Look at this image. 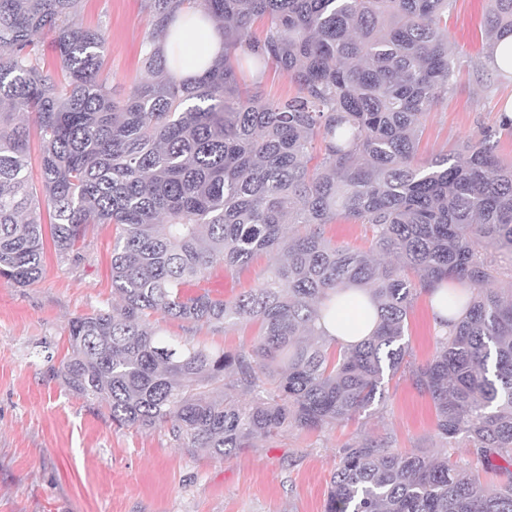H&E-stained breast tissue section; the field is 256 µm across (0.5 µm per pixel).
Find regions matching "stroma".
Segmentation results:
<instances>
[{
  "label": "stroma",
  "mask_w": 512,
  "mask_h": 512,
  "mask_svg": "<svg viewBox=\"0 0 512 512\" xmlns=\"http://www.w3.org/2000/svg\"><path fill=\"white\" fill-rule=\"evenodd\" d=\"M485 7V0H456L448 15L457 80L427 118L421 157L490 133L512 164V129L501 125L512 79L491 72ZM82 18L106 29V69L114 94L123 93L144 75L145 0H83ZM112 244V225L98 224L77 253L62 258L47 248L36 283L0 280V512H324L340 450L353 440L439 453L432 402L399 376L386 384L382 403L353 422L320 432L291 428L221 460L178 448L163 428L115 427L104 404L74 395L50 372L67 352L69 320L114 303ZM273 261L259 253L236 275L215 267L192 291L232 298L257 286ZM408 322L411 359L426 363L437 335L428 296L416 300ZM158 326L215 350L250 348L258 333L254 324L224 330L169 318Z\"/></svg>",
  "instance_id": "obj_1"
}]
</instances>
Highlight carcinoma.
Instances as JSON below:
<instances>
[{"mask_svg":"<svg viewBox=\"0 0 512 512\" xmlns=\"http://www.w3.org/2000/svg\"><path fill=\"white\" fill-rule=\"evenodd\" d=\"M82 0H0V278L37 282L41 210L56 253L80 249L92 224L115 225L118 305L68 322L70 351L50 368L74 394L104 402L112 422L165 427L179 447L222 460L258 436L321 431L384 398L409 373L436 410V456L356 440L341 449L325 512H512V165L492 135L421 159L434 104L453 86V0H146L145 77L117 99L103 68L106 31L83 26ZM192 8L224 35V55L174 80L167 31ZM48 32L58 64H42ZM490 47L512 35V0H487ZM269 67L296 93L269 99L244 71ZM33 113L42 181L28 176ZM368 225L366 250L325 235ZM275 262L231 299L185 287L217 265L261 253ZM449 331L428 362L407 361L415 299L451 283ZM355 286L377 316L355 345L317 323ZM260 325L248 350L164 336L151 318ZM495 489L448 456L458 443Z\"/></svg>","mask_w":512,"mask_h":512,"instance_id":"1","label":"carcinoma"}]
</instances>
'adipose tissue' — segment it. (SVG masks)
Masks as SVG:
<instances>
[{"label": "adipose tissue", "instance_id": "obj_1", "mask_svg": "<svg viewBox=\"0 0 512 512\" xmlns=\"http://www.w3.org/2000/svg\"><path fill=\"white\" fill-rule=\"evenodd\" d=\"M170 73L179 80L201 74L224 53V38L210 22L192 9L182 11L166 39ZM376 326L374 309L359 291L347 292L335 299V306L322 319L320 329L327 338L355 344L369 336Z\"/></svg>", "mask_w": 512, "mask_h": 512}]
</instances>
